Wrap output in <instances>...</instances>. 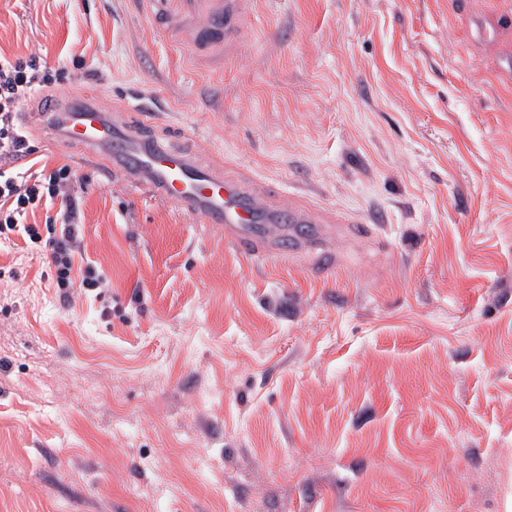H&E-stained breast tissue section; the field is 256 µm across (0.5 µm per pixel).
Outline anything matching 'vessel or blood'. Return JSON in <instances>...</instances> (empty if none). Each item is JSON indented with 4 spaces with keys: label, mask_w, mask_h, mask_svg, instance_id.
Listing matches in <instances>:
<instances>
[{
    "label": "vessel or blood",
    "mask_w": 512,
    "mask_h": 512,
    "mask_svg": "<svg viewBox=\"0 0 512 512\" xmlns=\"http://www.w3.org/2000/svg\"><path fill=\"white\" fill-rule=\"evenodd\" d=\"M152 25L196 64L213 71L232 60L247 36L255 0H141ZM49 137L65 138L83 155L101 160L136 188L170 201L206 224H220L224 237L250 256H279L278 239L291 225L314 223L305 207L281 208L274 193L203 163L190 150L159 141L153 120L133 127L112 119L92 97L55 101L41 115Z\"/></svg>",
    "instance_id": "vessel-or-blood-1"
}]
</instances>
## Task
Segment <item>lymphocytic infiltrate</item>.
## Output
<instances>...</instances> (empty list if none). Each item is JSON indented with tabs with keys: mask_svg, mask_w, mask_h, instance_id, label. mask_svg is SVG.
<instances>
[{
	"mask_svg": "<svg viewBox=\"0 0 512 512\" xmlns=\"http://www.w3.org/2000/svg\"><path fill=\"white\" fill-rule=\"evenodd\" d=\"M67 82L63 73L47 71L40 55L24 59L0 55V224L38 242L36 228L24 221L27 209L46 199L65 201L66 208L60 215L61 236L49 241L57 268L56 284L61 288L73 283L71 250L79 240L77 205L68 194L71 169L63 165L44 176L19 171L18 161L31 154L32 147L16 115L21 103L40 89L61 87Z\"/></svg>",
	"mask_w": 512,
	"mask_h": 512,
	"instance_id": "lymphocytic-infiltrate-1",
	"label": "lymphocytic infiltrate"
}]
</instances>
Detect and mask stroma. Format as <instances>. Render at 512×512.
<instances>
[{
    "label": "stroma",
    "mask_w": 512,
    "mask_h": 512,
    "mask_svg": "<svg viewBox=\"0 0 512 512\" xmlns=\"http://www.w3.org/2000/svg\"><path fill=\"white\" fill-rule=\"evenodd\" d=\"M511 48L512 0H258L214 73L137 0H0L58 99L141 106L325 221L249 257L29 132L106 285L0 236V512H512Z\"/></svg>",
    "instance_id": "stroma-1"
}]
</instances>
